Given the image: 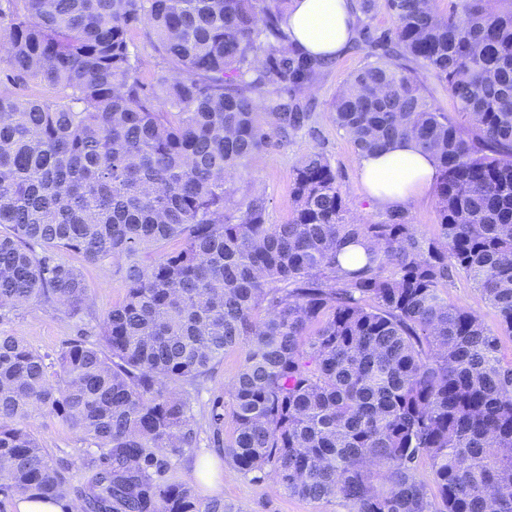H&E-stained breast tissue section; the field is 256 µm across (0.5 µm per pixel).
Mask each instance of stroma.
Returning a JSON list of instances; mask_svg holds the SVG:
<instances>
[{"label": "stroma", "mask_w": 512, "mask_h": 512, "mask_svg": "<svg viewBox=\"0 0 512 512\" xmlns=\"http://www.w3.org/2000/svg\"><path fill=\"white\" fill-rule=\"evenodd\" d=\"M370 61L364 47L350 46L321 72L303 97L315 114L313 129L298 132L285 140L272 139L247 162L241 175L228 183L227 188L234 198H241L247 192L263 194L268 200L269 223L285 222L290 214L293 168L304 156L319 151L336 172L347 210L364 224L387 220V210L375 205L361 182L357 148L331 119V104L338 90ZM62 260L82 272L90 289V302L85 310L71 316L34 304L0 316V331L24 339L42 353H56L75 339H94L106 312L126 294V284L112 262L88 264L72 254L63 255ZM444 293L449 300L478 315L492 332H499L495 311L466 273L456 272ZM241 358L240 350L227 352L211 374L187 386L200 441L197 447L185 449L181 456L172 458L177 474L185 475L194 465L206 462L210 477L204 482V495L223 498L233 512H351L350 504L340 498L310 500L289 496L275 488L269 478L258 479L254 474L238 471L230 459L214 447L210 429L211 402L215 396L225 394ZM29 427L54 459L72 463L71 482L81 485L85 472L75 468L74 462L85 455L86 444L48 416H32Z\"/></svg>", "instance_id": "stroma-1"}]
</instances>
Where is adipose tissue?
Instances as JSON below:
<instances>
[{"label":"adipose tissue","mask_w":512,"mask_h":512,"mask_svg":"<svg viewBox=\"0 0 512 512\" xmlns=\"http://www.w3.org/2000/svg\"><path fill=\"white\" fill-rule=\"evenodd\" d=\"M357 15L355 0H291L285 29L304 52L333 60L354 37ZM360 176L377 205L398 209L434 188L437 161L403 140L362 154Z\"/></svg>","instance_id":"adipose-tissue-1"}]
</instances>
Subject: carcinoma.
Segmentation results:
<instances>
[{
  "label": "carcinoma",
  "instance_id": "cac0c4a2",
  "mask_svg": "<svg viewBox=\"0 0 512 512\" xmlns=\"http://www.w3.org/2000/svg\"><path fill=\"white\" fill-rule=\"evenodd\" d=\"M290 0H0V58L65 91L0 93V310L80 313L81 273L119 264L124 300L93 341L56 355L0 332V496L83 512H231L171 473L197 444L184 385L240 348L228 385L242 473L353 512H512V363L499 335L441 288L463 270L512 337V0H384L392 27L347 80L332 118L358 151L412 141L438 163L439 222L347 214L320 152L293 169L290 215L226 182L275 136L312 119L298 95L322 65L289 40ZM139 28L168 73L144 79ZM426 76L448 86L449 114ZM265 108L260 113L259 108ZM364 263L342 267L346 247ZM153 247L148 266L136 254ZM34 414L96 448L56 461ZM431 468L428 482L417 462Z\"/></svg>",
  "mask_w": 512,
  "mask_h": 512
}]
</instances>
